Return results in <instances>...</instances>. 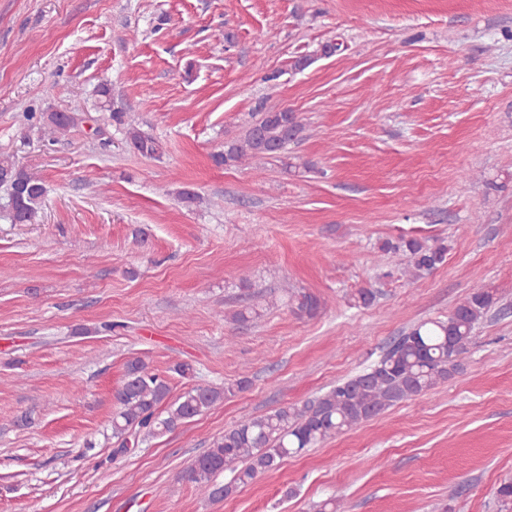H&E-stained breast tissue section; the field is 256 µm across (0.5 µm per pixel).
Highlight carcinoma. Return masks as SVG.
<instances>
[{"label": "carcinoma", "instance_id": "obj_1", "mask_svg": "<svg viewBox=\"0 0 512 512\" xmlns=\"http://www.w3.org/2000/svg\"><path fill=\"white\" fill-rule=\"evenodd\" d=\"M98 111L103 120L119 130L125 142L146 157H158L162 144L145 133L136 119L114 106L112 90L98 89ZM57 113L41 114L39 130L50 140L66 132L75 122ZM303 131L298 116L287 108L270 107L246 126L237 138L212 154L218 167H235L283 154ZM0 186L7 190V216L14 224H27L41 209L45 186L41 176L8 158H0ZM382 250L392 254V265L413 277L432 272L445 260L447 246H430L417 238L385 242ZM300 314L315 315L321 302L311 293L294 295ZM496 303L495 295L475 288L447 319H429L413 326L388 346L369 368L339 381L323 394L300 406H284L258 416L242 418L212 442L187 471L186 477L211 499L228 498L258 476L277 469L289 458L351 430L398 403L421 396L448 381L462 367L474 331ZM247 380L222 387L195 385L170 400L166 377L154 372L141 359L127 364L125 380L116 391L112 415V437L128 443L131 436L156 438L174 431L184 422L241 391ZM229 473L228 481L214 478Z\"/></svg>", "mask_w": 512, "mask_h": 512}]
</instances>
